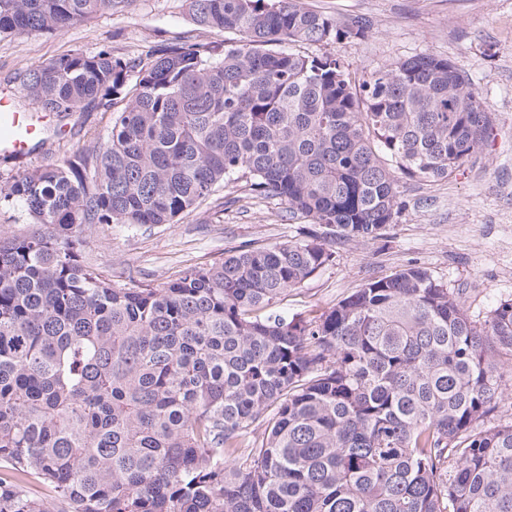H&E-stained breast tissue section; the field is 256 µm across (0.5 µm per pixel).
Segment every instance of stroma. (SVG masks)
<instances>
[{
  "label": "stroma",
  "instance_id": "obj_1",
  "mask_svg": "<svg viewBox=\"0 0 512 512\" xmlns=\"http://www.w3.org/2000/svg\"><path fill=\"white\" fill-rule=\"evenodd\" d=\"M313 10L343 20L362 18L361 40L305 46V53L335 54L349 71L367 74L419 54L457 64L479 94L494 127L481 150L446 179L400 177L404 207L378 239L337 246L335 261L279 304L291 316L328 310L366 281L415 263L449 289L461 292L473 321L483 322L512 298V0H305ZM201 38L223 43L224 32L199 29L183 0H132L54 36L17 35L0 42V95L22 110L36 106L5 76L73 49L111 46L115 55L143 57L160 42ZM67 133L18 160L0 157V176L43 161L60 160L105 145L112 115L95 110L67 117ZM308 219L292 216L276 197L256 196L245 179L223 188L172 224H100L82 250L86 263L117 285L161 284L191 266L221 261L244 244L269 245L305 238Z\"/></svg>",
  "mask_w": 512,
  "mask_h": 512
}]
</instances>
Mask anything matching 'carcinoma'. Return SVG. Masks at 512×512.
Returning <instances> with one entry per match:
<instances>
[{"label": "carcinoma", "mask_w": 512, "mask_h": 512, "mask_svg": "<svg viewBox=\"0 0 512 512\" xmlns=\"http://www.w3.org/2000/svg\"><path fill=\"white\" fill-rule=\"evenodd\" d=\"M216 46L73 50L10 74L64 118L112 112L110 143L0 180L49 229L0 236V512H512V298L483 324L421 266L312 318L276 309L378 238L393 164L447 178L490 138L464 71L420 54L360 79L302 44L369 27L303 0H184ZM129 0H0V41ZM318 228L242 245L162 285L82 260L97 224H170L231 176ZM265 427L249 439L253 425Z\"/></svg>", "instance_id": "1"}]
</instances>
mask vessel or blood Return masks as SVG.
Returning a JSON list of instances; mask_svg holds the SVG:
<instances>
[{
  "label": "vessel or blood",
  "mask_w": 512,
  "mask_h": 512,
  "mask_svg": "<svg viewBox=\"0 0 512 512\" xmlns=\"http://www.w3.org/2000/svg\"><path fill=\"white\" fill-rule=\"evenodd\" d=\"M49 112H22L8 100L0 99V153L26 155L37 141L56 131Z\"/></svg>",
  "instance_id": "b4317fda"
}]
</instances>
